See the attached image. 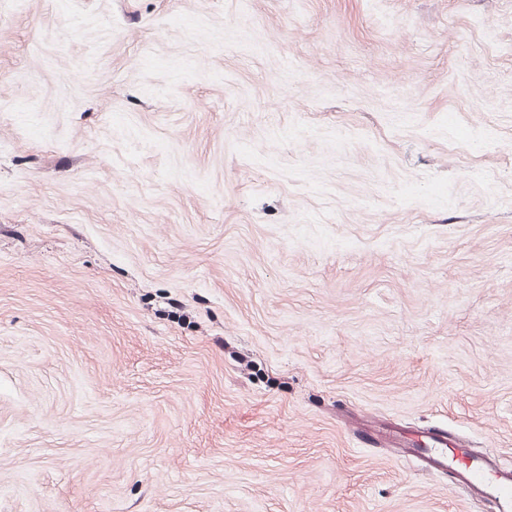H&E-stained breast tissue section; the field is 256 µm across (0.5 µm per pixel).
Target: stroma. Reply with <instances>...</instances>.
Here are the masks:
<instances>
[{
	"instance_id": "35a3bbf8",
	"label": "stroma",
	"mask_w": 512,
	"mask_h": 512,
	"mask_svg": "<svg viewBox=\"0 0 512 512\" xmlns=\"http://www.w3.org/2000/svg\"><path fill=\"white\" fill-rule=\"evenodd\" d=\"M512 0H0V512H491ZM417 448H407L432 474H445L472 499L489 501L495 512L512 511V468L498 465L491 454L477 455L462 441H451L441 430L420 436Z\"/></svg>"
}]
</instances>
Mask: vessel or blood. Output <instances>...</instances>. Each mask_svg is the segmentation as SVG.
I'll list each match as a JSON object with an SVG mask.
<instances>
[{
    "label": "vessel or blood",
    "mask_w": 512,
    "mask_h": 512,
    "mask_svg": "<svg viewBox=\"0 0 512 512\" xmlns=\"http://www.w3.org/2000/svg\"><path fill=\"white\" fill-rule=\"evenodd\" d=\"M412 455L427 472L450 476L470 498L491 502L495 512H512V468L499 466L494 455L475 454L440 430L421 435Z\"/></svg>",
    "instance_id": "vessel-or-blood-1"
}]
</instances>
